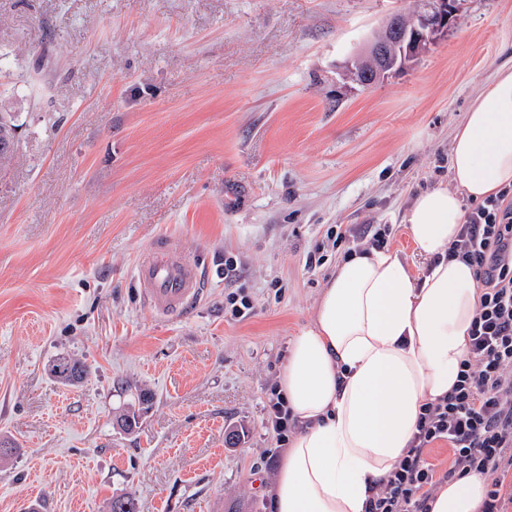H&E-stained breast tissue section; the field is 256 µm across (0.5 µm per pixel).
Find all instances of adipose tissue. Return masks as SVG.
I'll return each instance as SVG.
<instances>
[{
    "label": "adipose tissue",
    "instance_id": "adipose-tissue-1",
    "mask_svg": "<svg viewBox=\"0 0 512 512\" xmlns=\"http://www.w3.org/2000/svg\"><path fill=\"white\" fill-rule=\"evenodd\" d=\"M452 188L417 195L409 232L420 276L387 248L353 252L294 336L278 390L298 427L268 487L273 512H364L405 456L425 403L451 391L477 310L474 270L448 257L464 201L512 188V68L472 101L451 144ZM489 478L440 486L429 512H481Z\"/></svg>",
    "mask_w": 512,
    "mask_h": 512
}]
</instances>
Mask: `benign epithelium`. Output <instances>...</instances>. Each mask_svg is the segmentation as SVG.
<instances>
[{
	"label": "benign epithelium",
	"mask_w": 512,
	"mask_h": 512,
	"mask_svg": "<svg viewBox=\"0 0 512 512\" xmlns=\"http://www.w3.org/2000/svg\"><path fill=\"white\" fill-rule=\"evenodd\" d=\"M457 0H417L414 17L407 24L391 23L385 35L372 38L366 53L375 60L373 70L358 72L346 66L348 76L360 85L378 82L419 59L446 33L454 18Z\"/></svg>",
	"instance_id": "7a95c632"
}]
</instances>
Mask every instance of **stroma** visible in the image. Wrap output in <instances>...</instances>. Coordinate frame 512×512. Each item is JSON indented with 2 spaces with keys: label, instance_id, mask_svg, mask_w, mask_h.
<instances>
[{
  "label": "stroma",
  "instance_id": "obj_1",
  "mask_svg": "<svg viewBox=\"0 0 512 512\" xmlns=\"http://www.w3.org/2000/svg\"><path fill=\"white\" fill-rule=\"evenodd\" d=\"M415 0H0V512H271L267 395L342 251L452 183L453 134L512 66V0H460L448 35L363 87L344 62ZM173 241L203 278L164 317L135 283ZM324 254L308 268L309 253ZM237 265L224 276L225 258ZM248 296L242 319L224 311ZM83 362L67 385L50 368ZM153 396L138 429L117 416Z\"/></svg>",
  "mask_w": 512,
  "mask_h": 512
}]
</instances>
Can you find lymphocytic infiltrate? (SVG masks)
<instances>
[{"mask_svg": "<svg viewBox=\"0 0 512 512\" xmlns=\"http://www.w3.org/2000/svg\"><path fill=\"white\" fill-rule=\"evenodd\" d=\"M448 255L474 267L479 288L458 380L424 404L409 450L365 512H429L437 484L472 471L490 479L483 512L512 504V203L500 194L468 210ZM441 441L452 454L442 473L426 458Z\"/></svg>", "mask_w": 512, "mask_h": 512, "instance_id": "1", "label": "lymphocytic infiltrate"}]
</instances>
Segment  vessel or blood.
I'll list each match as a JSON object with an SVG mask.
<instances>
[{"mask_svg":"<svg viewBox=\"0 0 512 512\" xmlns=\"http://www.w3.org/2000/svg\"><path fill=\"white\" fill-rule=\"evenodd\" d=\"M200 280L195 266L169 243L141 258L136 269L143 300L163 315L180 313L193 303L200 295Z\"/></svg>","mask_w":512,"mask_h":512,"instance_id":"vessel-or-blood-1","label":"vessel or blood"}]
</instances>
